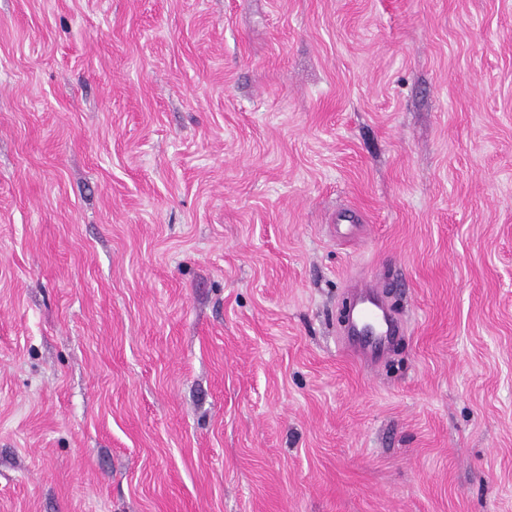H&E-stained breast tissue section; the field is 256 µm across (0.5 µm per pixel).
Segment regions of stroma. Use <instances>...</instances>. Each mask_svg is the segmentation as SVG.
Instances as JSON below:
<instances>
[{
    "instance_id": "obj_1",
    "label": "stroma",
    "mask_w": 512,
    "mask_h": 512,
    "mask_svg": "<svg viewBox=\"0 0 512 512\" xmlns=\"http://www.w3.org/2000/svg\"><path fill=\"white\" fill-rule=\"evenodd\" d=\"M0 512H512V0H0ZM359 312L365 326L361 331L364 339L354 350H350V353L369 366H373L378 358H368L367 355L382 347L388 348L398 332V325L392 317L379 316L370 306H364Z\"/></svg>"
}]
</instances>
